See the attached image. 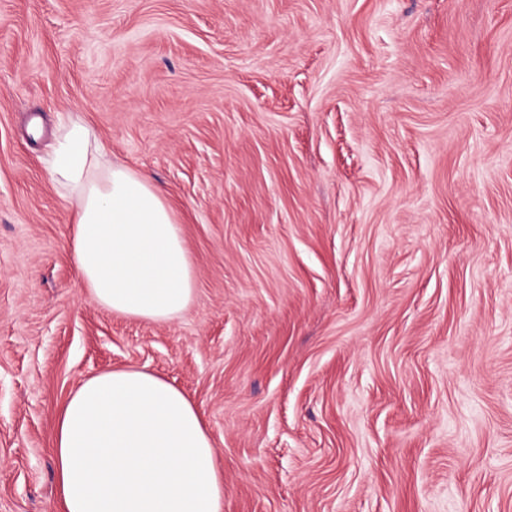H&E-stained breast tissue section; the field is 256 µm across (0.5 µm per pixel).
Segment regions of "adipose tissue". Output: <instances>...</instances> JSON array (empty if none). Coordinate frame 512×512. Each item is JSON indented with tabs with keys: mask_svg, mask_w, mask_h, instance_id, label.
Here are the masks:
<instances>
[{
	"mask_svg": "<svg viewBox=\"0 0 512 512\" xmlns=\"http://www.w3.org/2000/svg\"><path fill=\"white\" fill-rule=\"evenodd\" d=\"M74 213L72 251L89 297L124 317L167 322L192 302L195 275L161 192L105 161L87 125L62 123L45 162ZM62 512H224L217 450L190 398L136 367L85 380L53 439Z\"/></svg>",
	"mask_w": 512,
	"mask_h": 512,
	"instance_id": "1",
	"label": "adipose tissue"
}]
</instances>
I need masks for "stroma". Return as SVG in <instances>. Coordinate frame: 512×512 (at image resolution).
<instances>
[{
    "instance_id": "obj_1",
    "label": "stroma",
    "mask_w": 512,
    "mask_h": 512,
    "mask_svg": "<svg viewBox=\"0 0 512 512\" xmlns=\"http://www.w3.org/2000/svg\"><path fill=\"white\" fill-rule=\"evenodd\" d=\"M63 120L172 206L174 320L89 298ZM128 366L224 512H512V0H0V512H56V416Z\"/></svg>"
}]
</instances>
